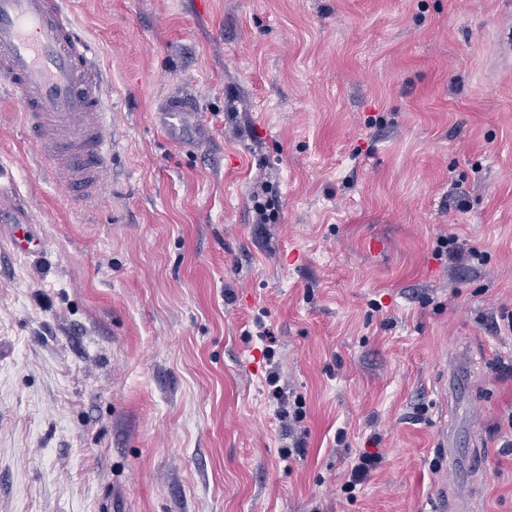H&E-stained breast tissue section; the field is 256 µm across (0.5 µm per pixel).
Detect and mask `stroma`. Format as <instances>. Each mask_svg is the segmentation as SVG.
I'll use <instances>...</instances> for the list:
<instances>
[{
	"label": "stroma",
	"instance_id": "1",
	"mask_svg": "<svg viewBox=\"0 0 512 512\" xmlns=\"http://www.w3.org/2000/svg\"><path fill=\"white\" fill-rule=\"evenodd\" d=\"M73 9L119 148L96 205L68 204L0 100V175L44 243L0 226V512H431L461 353L475 512H512L506 0ZM176 100L204 137L154 123ZM451 234L486 264L436 256ZM380 460V456L377 452L363 451L351 467L349 480L343 486L344 490L350 493L358 485L363 483Z\"/></svg>",
	"mask_w": 512,
	"mask_h": 512
}]
</instances>
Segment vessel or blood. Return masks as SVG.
Masks as SVG:
<instances>
[{
	"label": "vessel or blood",
	"mask_w": 512,
	"mask_h": 512,
	"mask_svg": "<svg viewBox=\"0 0 512 512\" xmlns=\"http://www.w3.org/2000/svg\"><path fill=\"white\" fill-rule=\"evenodd\" d=\"M71 0H0V95L19 97L28 135L45 166L63 176L73 198L89 204L108 186L117 141L100 50L77 24ZM195 110L184 101L163 112L161 127L179 135ZM469 359L458 355L448 373V427L441 454L454 475L453 495H440L433 512H472L471 483L482 466L469 448L460 405Z\"/></svg>",
	"instance_id": "b4317fda"
}]
</instances>
